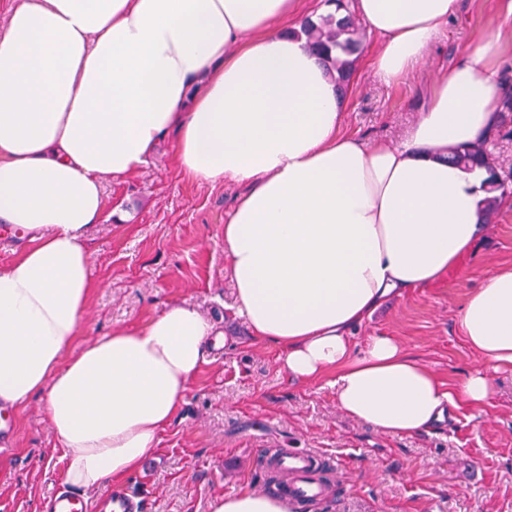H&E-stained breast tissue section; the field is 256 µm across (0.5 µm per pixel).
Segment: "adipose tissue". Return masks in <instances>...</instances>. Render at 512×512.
Here are the masks:
<instances>
[{
	"instance_id": "1",
	"label": "adipose tissue",
	"mask_w": 512,
	"mask_h": 512,
	"mask_svg": "<svg viewBox=\"0 0 512 512\" xmlns=\"http://www.w3.org/2000/svg\"><path fill=\"white\" fill-rule=\"evenodd\" d=\"M379 42L385 82L405 78L460 0H351ZM0 26V224L25 234L0 268V405L45 398L67 484L137 472L174 421L221 328L172 303L144 324L75 341L95 288L86 231L105 180L143 171L176 132L175 165L246 184L224 226L235 315L280 350L289 379L330 377L337 406L388 434L429 430L487 403V368L512 367V267L467 299L481 356L457 386L390 336L353 330L389 296L435 283L467 256L485 170L448 162L498 124L499 38L439 78L398 143L342 129L345 103L292 31L305 0H13ZM212 512H285L276 497L219 495Z\"/></svg>"
}]
</instances>
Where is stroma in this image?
Listing matches in <instances>:
<instances>
[{
  "mask_svg": "<svg viewBox=\"0 0 512 512\" xmlns=\"http://www.w3.org/2000/svg\"><path fill=\"white\" fill-rule=\"evenodd\" d=\"M494 0H461L459 15L434 38L423 64L397 84L378 77L365 37L344 92L345 132L367 143L397 142L422 111L430 84L478 37L505 26ZM175 136L122 183L105 180L111 218L87 232L98 284L78 338L138 324L167 304L187 303L220 321L228 337L191 380L175 421L125 481L146 512H212L215 496L259 491L261 448H311L335 462L329 500L309 512H512V369L491 375L482 409L460 408L448 422L413 435L380 432L344 414L327 380L289 381L274 346L231 310L224 224L245 186L199 183L174 164ZM512 265V204L500 205L471 254L441 281L392 297L354 333L394 337L406 354L456 385L481 359L464 339L467 298ZM0 445V512H43L64 487L58 442L40 397L12 408Z\"/></svg>",
  "mask_w": 512,
  "mask_h": 512,
  "instance_id": "35a3bbf8",
  "label": "stroma"
}]
</instances>
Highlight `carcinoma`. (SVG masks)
<instances>
[{"label": "carcinoma", "instance_id": "1", "mask_svg": "<svg viewBox=\"0 0 512 512\" xmlns=\"http://www.w3.org/2000/svg\"><path fill=\"white\" fill-rule=\"evenodd\" d=\"M312 49L324 57L328 72L336 83L345 81L352 71L356 55L361 48L359 29L352 14L336 18L334 14L319 17L318 21L308 20L302 27ZM489 141L472 145L451 146L448 148V161L464 168L475 166L485 168L490 177L485 188V197L480 201L484 223L489 224L496 215V207L508 187L501 178L494 159L488 150Z\"/></svg>", "mask_w": 512, "mask_h": 512}]
</instances>
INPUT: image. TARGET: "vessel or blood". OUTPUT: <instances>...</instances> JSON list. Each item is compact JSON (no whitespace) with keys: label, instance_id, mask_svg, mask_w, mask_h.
Returning a JSON list of instances; mask_svg holds the SVG:
<instances>
[{"label":"vessel or blood","instance_id":"obj_1","mask_svg":"<svg viewBox=\"0 0 512 512\" xmlns=\"http://www.w3.org/2000/svg\"><path fill=\"white\" fill-rule=\"evenodd\" d=\"M256 463L259 468H275L280 476L276 493L285 512H303L307 505L323 500L318 471L322 457L312 449L283 448L276 454L259 449ZM49 512H87L82 494L65 490L50 502ZM100 512H144L142 502L122 488L111 489L101 502Z\"/></svg>","mask_w":512,"mask_h":512}]
</instances>
